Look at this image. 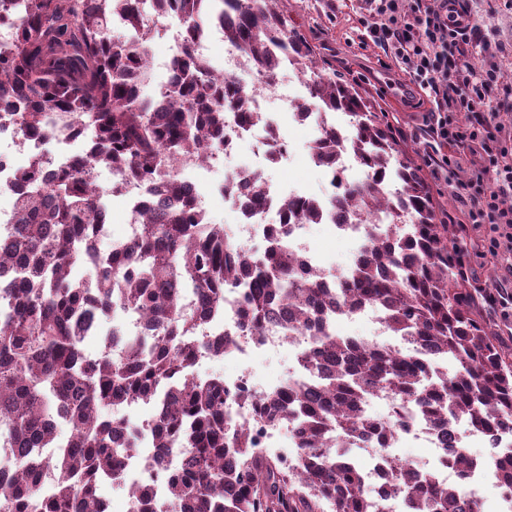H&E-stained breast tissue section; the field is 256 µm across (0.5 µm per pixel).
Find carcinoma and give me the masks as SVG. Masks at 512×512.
<instances>
[{"instance_id": "obj_1", "label": "carcinoma", "mask_w": 512, "mask_h": 512, "mask_svg": "<svg viewBox=\"0 0 512 512\" xmlns=\"http://www.w3.org/2000/svg\"><path fill=\"white\" fill-rule=\"evenodd\" d=\"M281 0H0V119L26 136L84 135L89 152L52 169L41 156L12 172L24 187L13 198V224L0 233V512H106L104 479H124V455L135 444L112 411L139 403L159 407L152 446L156 474L137 493L136 512H380L362 468L337 449L354 439L385 448L409 410L448 436L464 419L496 436L512 430V345L499 336L489 292L474 285L466 263L465 228L448 224L422 169L400 144L393 125L350 79L336 75ZM152 15L175 19L183 44L163 98L147 96V40L112 38V20L141 31ZM224 41L252 60L261 85L277 77L279 46L307 77L309 96L350 117L365 180L343 183L338 205L370 218L394 210L396 224L368 240L342 286H321L323 273L288 250L272 226L268 249L253 254L205 210L163 155L205 160L224 149L227 113L257 124L249 91L214 71L194 51L208 20ZM340 138L327 126L314 145L322 169L336 170ZM106 167L140 187L138 236L100 252ZM256 206L264 177L242 170ZM394 180L392 196L382 181ZM288 220L317 224L312 198L285 197ZM90 266L95 287L76 280ZM244 289L241 332L261 336L275 324L288 337L308 335L299 364L312 383H295L249 402L253 424L224 413V379L192 378L197 333L224 307V289ZM196 298V305L187 303ZM376 308L388 333L407 351L342 338L325 329L337 314ZM122 313L144 320L130 334L114 324L101 350L84 343L101 319ZM458 364L453 375L438 361ZM393 397L377 417L365 403ZM286 420L300 442L292 467L256 447L254 427ZM70 433L59 441L61 424ZM190 449L183 467L167 462L174 444ZM459 475L454 485L400 459L384 463L383 495L400 493L411 512H482L464 482L474 457L463 448L441 456ZM502 494L512 498V447L491 458ZM166 486L163 510L151 500Z\"/></svg>"}]
</instances>
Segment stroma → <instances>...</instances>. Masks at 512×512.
<instances>
[{
  "instance_id": "stroma-1",
  "label": "stroma",
  "mask_w": 512,
  "mask_h": 512,
  "mask_svg": "<svg viewBox=\"0 0 512 512\" xmlns=\"http://www.w3.org/2000/svg\"><path fill=\"white\" fill-rule=\"evenodd\" d=\"M283 5L321 55L333 63L337 73L354 79L376 102L378 111L389 114L398 130V139L416 155H423L431 139L424 121L425 109L411 105L412 87L406 85L394 64H383L382 50L359 43L357 36L364 16L360 0H284ZM473 9L492 45L501 48L503 68L512 77V8L504 0H474ZM281 135L292 158L286 168H269L268 177L285 191L294 189L306 195L325 193L329 186L327 176L305 164V156L315 139L314 130L291 123L283 127ZM254 164L252 145L246 141L231 155L223 157L212 172L203 175L205 208L212 223L234 224L235 216L224 197V180L227 174ZM308 238L319 262L329 268L347 266L358 247L357 242L336 239L322 224L310 225Z\"/></svg>"
}]
</instances>
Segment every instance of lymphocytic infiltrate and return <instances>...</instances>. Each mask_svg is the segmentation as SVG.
<instances>
[{"mask_svg": "<svg viewBox=\"0 0 512 512\" xmlns=\"http://www.w3.org/2000/svg\"><path fill=\"white\" fill-rule=\"evenodd\" d=\"M367 37L395 61L429 105L434 147L426 163L437 172L456 164V151L485 155L487 165L469 169L456 197L462 223L488 227L490 252L512 274V148L494 133L499 95L508 83L499 66L473 67L469 45L482 37L469 0H364ZM466 113L460 126L454 113Z\"/></svg>", "mask_w": 512, "mask_h": 512, "instance_id": "lymphocytic-infiltrate-1", "label": "lymphocytic infiltrate"}]
</instances>
